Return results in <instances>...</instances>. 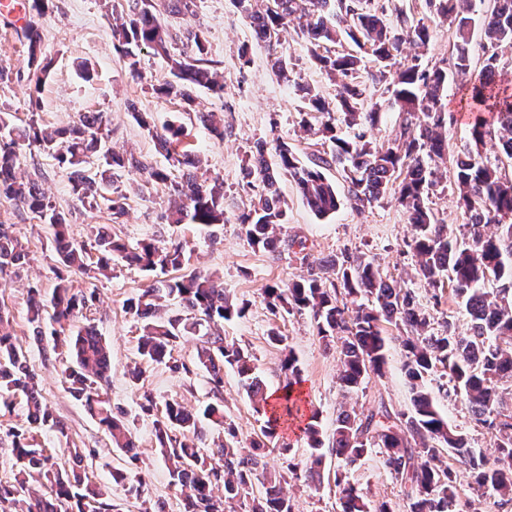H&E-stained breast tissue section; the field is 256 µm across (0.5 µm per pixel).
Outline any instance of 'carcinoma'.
<instances>
[{"instance_id":"cac0c4a2","label":"carcinoma","mask_w":512,"mask_h":512,"mask_svg":"<svg viewBox=\"0 0 512 512\" xmlns=\"http://www.w3.org/2000/svg\"><path fill=\"white\" fill-rule=\"evenodd\" d=\"M51 0H30L31 18L22 36L34 68L35 86L48 76L50 63L37 57L42 43L40 19ZM235 0L250 21L258 40L271 51L270 67L288 78V61L277 55L280 34L293 26L310 45L313 59L336 81V100L329 103L304 85L295 84L310 111L319 114V126L308 120L302 127L321 136L328 149L300 160L286 143L277 146L278 168L266 158V144L257 143L247 175L259 185L252 208L239 216L248 243L269 253H281L294 240L281 233L287 222V206L278 191L279 172L295 182L309 209L319 217L336 212L341 199L327 171L341 168L352 209L363 211L387 195L398 183L393 198L412 228L409 247L418 258V274L433 290L448 287L462 300L468 323L458 329L449 322L444 329L431 327L430 315L421 307L412 288H402L384 278L374 260L344 251L332 256L323 270L332 275L269 284L263 299L274 312H309L317 335L334 344L340 362L339 385L351 392L372 375L382 376L388 359V323L403 331L406 374L411 385L412 409L394 410L379 399L366 412L342 409L336 415L332 451L344 467L356 465L373 448L381 450L385 467L404 485L409 512H457L456 484L460 471L443 461L448 455L472 480V489L497 499L502 512H512V78H505L504 50L512 49V0H494L492 9L478 11L484 0H425L428 22L395 25L384 20L385 7L375 0ZM448 24L455 40L450 58L434 65L423 63L432 38L430 24ZM482 33V57L473 66L469 46L472 27ZM113 46L127 69L139 74L144 49L164 57L172 79L153 88L160 97L194 104L193 89L205 87L216 95L224 84L210 68L199 32H172L161 23L154 0H128V13L112 27ZM418 49L410 62L398 60L405 45ZM374 69L372 83L391 92L388 102H367L366 85L359 80L365 59ZM464 80L473 104L491 112L488 121L477 115L463 149L452 155L453 185L468 222L453 228L440 224L429 207L432 187L438 183L437 163L448 155V127L455 115L448 109V77ZM397 113L391 138L377 144L367 130L378 122L383 108ZM39 100L31 99L27 120L17 125L12 115L0 113V197L13 200L48 226L57 261L69 272L86 277L102 274L112 256L154 272L168 268L182 271L173 278L154 280L142 293L126 300V312L141 323L138 353L148 363H164L178 370L172 356L185 336L199 337L196 365L209 374L215 392L224 387V368L233 369L254 411L265 418L262 438L241 445L237 429L224 417V408L209 404L198 412L176 400L155 415L153 427L159 451L172 484L185 494L186 512H226L244 507L246 512H294L284 485L299 477L309 484L323 481L324 454L319 413L305 415L296 386L301 370L293 351L284 354L286 383L275 402L255 371L252 355L239 346L224 343V322L242 317L246 307L224 294L221 282L191 267L183 247L161 248L150 241L135 246L112 236L106 228L92 232L90 244L72 240L67 219L45 195L38 178L20 179L16 164L25 148L48 151L67 171L73 193L94 206L102 199L112 217L125 213L126 197L112 191L117 170L136 171L146 183H162L176 205L163 216L169 224L224 223V182L211 183L188 172L180 178L141 156H120L105 141L107 118L102 112H85L73 125L49 132L39 123ZM342 115L338 127L336 114ZM196 120L215 135L224 136V120L214 112L194 111ZM185 128L171 123L154 134L159 148L179 166L196 168L199 160L183 145ZM496 141L501 156L485 157L478 143ZM24 258L11 225L0 224V288L6 287ZM176 299L193 314L191 318L162 316L160 301ZM97 300L93 290L76 289L69 277L58 274L51 294L29 288L28 321L34 336L52 342L54 355H65L68 391L108 435L112 447L124 452L131 463L139 462L136 437L121 412L102 397V386L112 370V352L91 323ZM433 376L447 379L439 389L461 398L472 421L491 439V452L468 445L464 435L441 414L427 382ZM26 398L27 425L11 427L15 473L0 481V512H118L104 498L84 470L86 455L80 448H65L60 457L41 447L32 430L48 426L60 438H68L66 426L43 407L33 383L23 346L10 331V321L0 310V413L13 409L18 394ZM307 418L303 428L309 455L305 465L296 462L293 448H278L280 468L267 471L265 448L278 438L282 424ZM224 430V441L211 450L201 448V419ZM130 497L144 492L141 479L129 471L112 473ZM264 492L251 496L253 482ZM338 512H392L387 502L371 506L362 489L343 472H336Z\"/></svg>"}]
</instances>
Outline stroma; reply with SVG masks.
Instances as JSON below:
<instances>
[{
    "label": "stroma",
    "instance_id": "1",
    "mask_svg": "<svg viewBox=\"0 0 512 512\" xmlns=\"http://www.w3.org/2000/svg\"><path fill=\"white\" fill-rule=\"evenodd\" d=\"M158 16L173 30H202L207 57L224 82V93L218 96L199 89L194 96L202 110L223 116V137H215L200 123L189 121L179 101L153 93V85L170 77L164 58L143 50L138 75L129 73L112 47L103 0H54L53 10L42 18V51L51 67L35 94L41 103V124L53 130L72 124L82 112L105 113L109 145L117 154L132 152L167 168L170 160L158 152L155 139L138 124L133 113H149L159 128L174 121L184 123L187 141L202 159V174L224 182V224L217 228L215 236H208L193 224L164 223L162 216L170 206L168 188L144 185L142 176L135 172H121L117 181L127 197L126 213L118 219L106 206L93 209L80 202L71 190L67 172L48 153L21 152V175L40 174L42 189L67 217V230L73 240H87L90 226L99 224L132 245L144 240L155 241L162 248L182 245L191 256L192 266L219 276L226 294L248 305L245 316L225 322V342L252 354L258 374L271 391L280 390L284 384V348L294 351L302 368L301 390L306 407L319 413L324 445L332 443L340 406L360 412L382 398L395 410L409 411L411 390L399 342L390 345L383 377L371 378L363 389L347 393L337 381L336 353L327 349L317 335L309 313H272L261 296L266 285L319 272L328 257L349 250L375 260L384 276L396 284H411L432 317V327L441 328L447 319L456 327H464L466 316L453 299H443L438 306L430 300L424 281L416 273L417 258L409 246L411 228L392 196H385L361 212L345 202L336 213L321 219L309 210L295 184L281 178L280 193L288 204V222L282 232L303 241L305 248L278 256L249 245L238 224L239 215L255 197L243 182L242 171L256 143L265 142V158L271 164L277 161L275 146L280 142L288 143L303 160L313 151L299 125L304 103L296 84L308 85L331 99L336 94L335 82L314 63L306 43L292 31L282 35L279 47L291 64V79L286 82L277 77L268 63L267 47L256 40L232 0H195L193 13L172 15L162 10ZM22 28V22L13 16L0 14V69L12 75L28 69L29 53ZM438 177L430 206L439 221L461 224L463 216L458 193L451 185L449 164H441ZM0 223L13 225L25 254L10 285L0 288V308L8 312L11 331L28 353L43 403L67 426L71 445L91 451L92 465L87 470L90 479L119 505L121 512H143L148 501L162 504L165 512H184V495L170 482L167 466L158 452L153 418L141 411L139 398L143 392H150L160 410L171 399L193 409L209 403L223 405L239 438L248 440L259 435L263 420L254 412L237 375L225 370L224 387L221 393H214L207 372L194 365L198 339L187 336L173 351L174 358L184 363V370L174 372L162 364H147L142 380L132 381L128 370L138 359L140 324L126 313L123 304L150 284L152 273L116 257L109 276L92 282L74 276L75 288H95L94 324L112 348V372L103 394L112 406L124 410L137 438V474L144 484L145 498L140 501L127 496L123 487L112 480L113 470L126 468V456L112 447L95 419L70 395L64 382L65 361L46 356L27 321L29 285L39 284L48 292L55 284L58 263L50 233L33 214L3 197ZM274 328L284 336V345L270 343L268 333ZM436 402L442 415L465 435L470 446H488L489 435L474 425L464 403L441 394ZM339 466L336 456L326 455L328 479L315 489L300 480L289 482L286 490L294 499L296 512H336V487L330 476ZM349 477L367 491L371 502L386 501L394 512H407L404 488L384 467L379 449H371L350 469Z\"/></svg>",
    "mask_w": 512,
    "mask_h": 512
}]
</instances>
